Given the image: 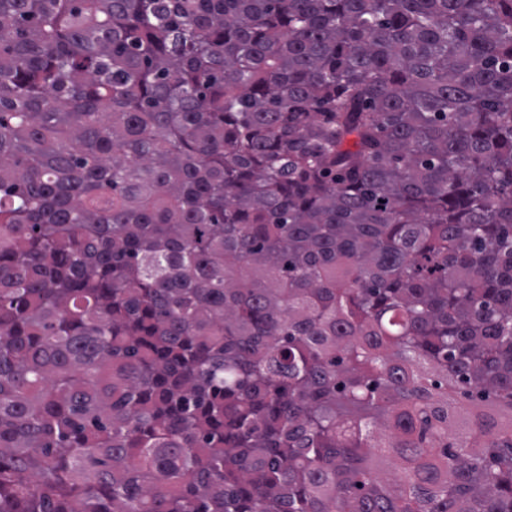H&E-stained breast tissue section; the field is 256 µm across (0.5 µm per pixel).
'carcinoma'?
I'll list each match as a JSON object with an SVG mask.
<instances>
[{
	"label": "carcinoma",
	"instance_id": "1",
	"mask_svg": "<svg viewBox=\"0 0 512 512\" xmlns=\"http://www.w3.org/2000/svg\"><path fill=\"white\" fill-rule=\"evenodd\" d=\"M0 512H512V0H0Z\"/></svg>",
	"mask_w": 512,
	"mask_h": 512
}]
</instances>
